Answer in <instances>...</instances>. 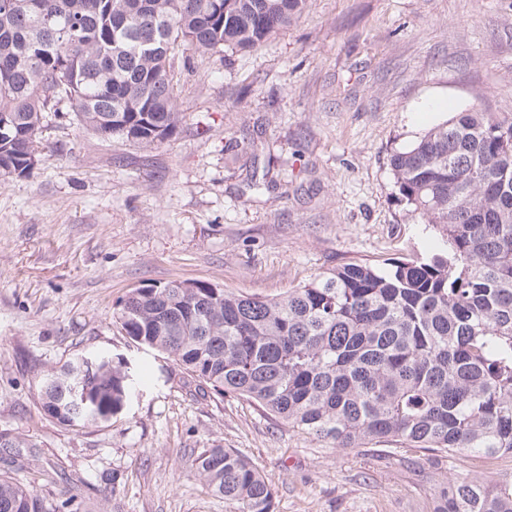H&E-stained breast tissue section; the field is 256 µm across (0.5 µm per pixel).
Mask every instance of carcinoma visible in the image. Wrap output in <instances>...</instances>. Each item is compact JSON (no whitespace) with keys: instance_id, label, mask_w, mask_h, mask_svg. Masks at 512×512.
I'll return each mask as SVG.
<instances>
[{"instance_id":"1","label":"carcinoma","mask_w":512,"mask_h":512,"mask_svg":"<svg viewBox=\"0 0 512 512\" xmlns=\"http://www.w3.org/2000/svg\"><path fill=\"white\" fill-rule=\"evenodd\" d=\"M305 0H0V175L35 165L44 113L146 147L181 122L177 52H247L288 27ZM56 29L50 37L45 25ZM399 194L449 248L390 268L348 263L271 297L201 282L132 290L113 318L217 395L264 408L338 448L366 441L440 453L512 454V113L475 109L393 153ZM85 352L38 374L60 424H105L145 386L122 357ZM83 381L87 405L70 396ZM196 472L236 512H276L274 488L229 448ZM65 503L0 476V512ZM433 512H512V481L456 479Z\"/></svg>"}]
</instances>
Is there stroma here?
Here are the masks:
<instances>
[{
	"mask_svg": "<svg viewBox=\"0 0 512 512\" xmlns=\"http://www.w3.org/2000/svg\"><path fill=\"white\" fill-rule=\"evenodd\" d=\"M175 78L182 121L162 143L51 112L31 172L0 176V473L61 512H235L196 475L216 445L260 469L277 512H432L449 481L512 480V454L336 448L290 430L112 316L151 283L272 297L441 246L389 159L459 112H512V0H306L263 45L176 62ZM90 350L127 359L146 388L108 424L46 417L38 372Z\"/></svg>",
	"mask_w": 512,
	"mask_h": 512,
	"instance_id": "35a3bbf8",
	"label": "stroma"
}]
</instances>
